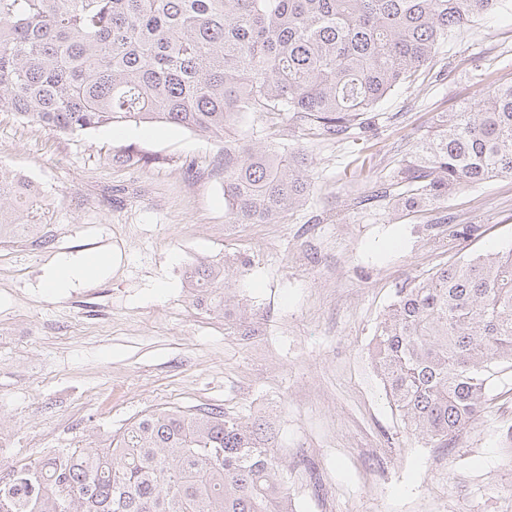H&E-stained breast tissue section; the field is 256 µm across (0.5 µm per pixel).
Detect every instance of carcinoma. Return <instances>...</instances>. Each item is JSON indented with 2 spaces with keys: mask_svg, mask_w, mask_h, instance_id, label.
Instances as JSON below:
<instances>
[{
  "mask_svg": "<svg viewBox=\"0 0 512 512\" xmlns=\"http://www.w3.org/2000/svg\"><path fill=\"white\" fill-rule=\"evenodd\" d=\"M494 13L512 0H0V112L64 134L162 123L220 138L232 223L278 224L313 192L305 149L275 143L283 113L349 138L394 90L439 78L440 50ZM247 114L264 133H238ZM106 159L150 162L129 146ZM396 177L409 211L512 178V84L438 116ZM54 241L43 190L0 169V247ZM188 270L196 305L233 316L224 263ZM371 358L410 434L449 447L512 371V250L397 289ZM273 440L220 407L158 408L106 448L0 477V512H293Z\"/></svg>",
  "mask_w": 512,
  "mask_h": 512,
  "instance_id": "obj_1",
  "label": "carcinoma"
}]
</instances>
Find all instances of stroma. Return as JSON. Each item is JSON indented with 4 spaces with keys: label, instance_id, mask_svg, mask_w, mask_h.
<instances>
[{
    "label": "stroma",
    "instance_id": "35a3bbf8",
    "mask_svg": "<svg viewBox=\"0 0 512 512\" xmlns=\"http://www.w3.org/2000/svg\"><path fill=\"white\" fill-rule=\"evenodd\" d=\"M445 54V74L393 92L365 138L313 141L283 116L314 190L280 224L231 223L222 140L142 123L63 135L0 112V167L41 186L56 235L42 253L0 247V477L60 448L105 447L147 410L219 406L273 422L295 512H504L512 373L436 448L407 432L369 357L402 284L512 247V179L421 213L395 207L393 174L436 113L512 82V18L481 22ZM127 146L151 164L106 160ZM466 225L474 234L459 236ZM85 254L112 264L45 291L51 267ZM199 257L224 261L247 326L193 304L184 271Z\"/></svg>",
    "mask_w": 512,
    "mask_h": 512
}]
</instances>
